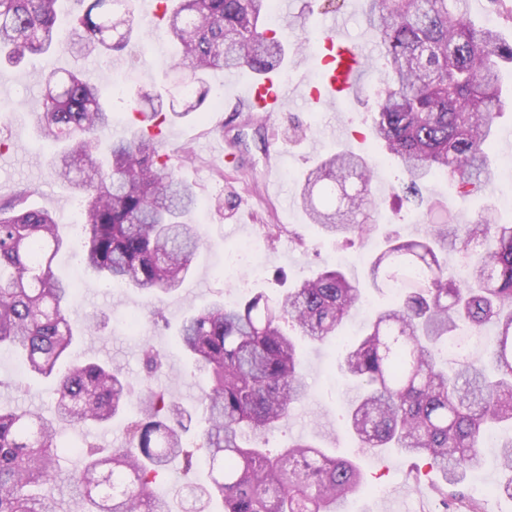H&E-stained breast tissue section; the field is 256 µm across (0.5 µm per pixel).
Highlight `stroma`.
<instances>
[{"label":"stroma","mask_w":512,"mask_h":512,"mask_svg":"<svg viewBox=\"0 0 512 512\" xmlns=\"http://www.w3.org/2000/svg\"><path fill=\"white\" fill-rule=\"evenodd\" d=\"M135 13L142 21L139 51L110 54L43 55L25 59L16 66L0 65V138L9 140L5 163L0 166V197L19 188L31 191L32 206L52 212L67 244L59 253L54 270L66 279L81 277L82 286L67 309L75 322L102 319L99 331L80 337L74 356L120 365L126 379L138 389L152 388L167 393L188 406L199 405L205 386L203 373L178 346V328L184 316L221 299L235 304L240 293L224 278V259L236 254L246 241L256 242L263 253L265 273L255 289L270 297L282 296L303 279L325 266L334 264L337 255H346L345 273L363 283L360 305L343 329L348 337L357 336L374 309L384 305L388 296L367 285V266L385 234L416 237L424 232L399 189L403 175L395 162L388 160L383 145L370 136L374 102L371 94L380 81L377 68H368L362 90L336 106L309 102L308 93L319 83L322 67L319 52L289 66L288 82L298 95L283 111L267 114L249 111L244 90L253 81L248 67L234 70L214 69L207 76L211 93L221 94L223 102L210 120L196 115L169 123L165 144L175 150L193 149V160L179 169L180 177L194 185L198 196L195 220L202 226L204 245L192 263V270L177 291L155 301L138 289L125 285H106L95 273L85 269L81 260L83 203L55 177L50 156L54 145L44 138L34 122L32 102L42 96V81L53 68L99 75L103 92L112 108V132L130 131L134 118L125 99L138 90L152 87L158 75L174 61L161 28L152 21L149 0H134ZM365 0H335L324 6L323 0H294L289 15H276L275 23L285 24L288 41L304 38L319 44L336 17L346 20L347 34L369 47L371 60H378L376 39L365 24ZM223 120V132L213 123ZM240 146H233L234 136ZM346 148L372 155L383 163L376 169L370 185L372 197L380 202L374 212L377 234L360 239L353 234L328 236L310 224L299 205L301 180L320 157ZM281 161L269 166L272 151ZM497 176L488 192L462 201L454 198L448 182L432 178L425 197L443 200L448 211L438 221L457 222L487 204L495 205L501 220L512 222V101L504 103L499 120ZM281 225L275 242H267L268 225ZM303 373L309 385L307 398L294 405L286 425L269 433L266 447L270 453L282 451L291 442L307 436L329 454L354 460L362 469L366 487L350 496L347 512H382L392 493H399L409 512H447L432 492L439 474L426 469L421 459L395 452L370 453L346 432L341 415L357 389L338 369L340 350L335 343L299 344ZM154 349L165 358L162 372H148L144 353ZM56 384L53 378L25 371L18 357L0 350V406L19 407L43 413L53 411ZM136 406H128L123 419L109 427L75 430L60 425L61 442L83 443L90 440L109 448L126 445L122 430L124 418L133 417Z\"/></svg>","instance_id":"35a3bbf8"}]
</instances>
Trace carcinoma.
<instances>
[{"label":"carcinoma","instance_id":"obj_1","mask_svg":"<svg viewBox=\"0 0 512 512\" xmlns=\"http://www.w3.org/2000/svg\"><path fill=\"white\" fill-rule=\"evenodd\" d=\"M58 2L0 0V61L17 64L75 44L87 54L122 52L138 30L132 0H74V37L62 42ZM159 2L176 65L189 74L179 86L182 109L165 71L158 89L141 95L150 111L127 101L138 126L103 158L99 137L112 116L100 79L54 70L43 79L37 123L48 138L68 143L54 169L83 199L84 263L109 282L170 294L203 245L190 221L198 199L147 128L198 111L208 91L196 86L206 84L208 71L243 65L263 76L288 54L280 29L265 25L270 0ZM364 17L383 47L372 137L398 160L406 193L420 207L430 177H448L463 197L491 184L512 42L478 25L469 0H366ZM372 177L364 157L330 153L306 174L302 209L328 234L366 236L376 209L367 189ZM28 197L23 189L0 198V347L21 352L29 372L54 377L58 401L51 418L0 409V512H55L37 492L44 486L68 492L75 512H174L151 489L173 466L204 471L199 498L222 501L224 512H337L336 502L362 488L353 461L309 440L277 455L259 444L308 394L295 337L339 338L360 299L357 282L326 268L279 299L256 293L236 307L216 300L187 315L178 343L208 383L204 427L190 444L193 415L180 403L154 391L135 394L117 366L64 362L78 335L97 325L81 328L67 318L74 289L52 270L66 240ZM449 250L461 256L457 271L448 268ZM369 279L390 302L339 361L360 389L347 427L362 448L427 459L442 475L435 493L464 506L470 497L455 488L483 467L486 430L512 426V223L487 205L458 224H431L414 239L389 237ZM488 326L485 347L467 350L466 336ZM133 398L139 413L125 424L128 447L102 456L89 444L80 449L82 468L60 467L67 448L57 441L58 423H110Z\"/></svg>","mask_w":512,"mask_h":512}]
</instances>
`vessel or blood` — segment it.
<instances>
[{
	"label": "vessel or blood",
	"instance_id": "b4317fda",
	"mask_svg": "<svg viewBox=\"0 0 512 512\" xmlns=\"http://www.w3.org/2000/svg\"><path fill=\"white\" fill-rule=\"evenodd\" d=\"M321 53L324 70L320 84L309 94L310 99L340 102L353 96L366 69L368 54L348 39L343 21H336L330 33L323 37ZM245 96L258 111L278 112L293 92L280 81L265 77L252 81L245 89Z\"/></svg>",
	"mask_w": 512,
	"mask_h": 512
}]
</instances>
